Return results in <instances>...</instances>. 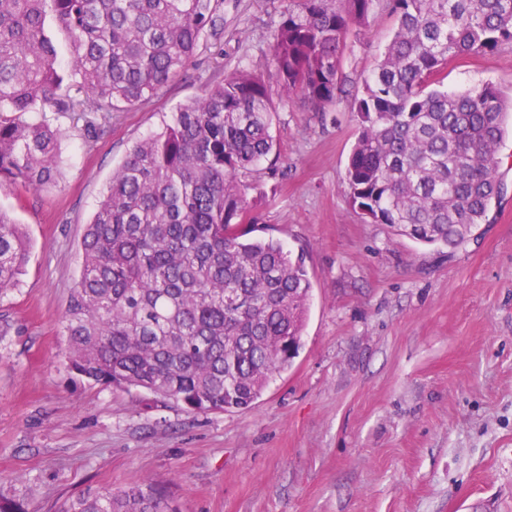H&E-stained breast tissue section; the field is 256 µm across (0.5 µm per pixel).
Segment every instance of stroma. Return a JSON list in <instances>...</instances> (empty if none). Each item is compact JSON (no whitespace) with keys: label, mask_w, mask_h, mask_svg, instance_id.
<instances>
[{"label":"stroma","mask_w":512,"mask_h":512,"mask_svg":"<svg viewBox=\"0 0 512 512\" xmlns=\"http://www.w3.org/2000/svg\"><path fill=\"white\" fill-rule=\"evenodd\" d=\"M287 0H219L203 44L153 99L124 112H47L64 137L48 190L0 191L31 241L0 294V493L60 512L85 488L168 487L180 512H512V136L505 191L456 249L425 246L350 206L353 102L397 26L377 0L351 31L335 106L280 102L273 169L247 175L256 234L305 257L301 347L249 408L191 413L140 388L79 380L62 336L79 245L131 147L226 71L268 70ZM512 98V46L448 67L451 89Z\"/></svg>","instance_id":"stroma-1"}]
</instances>
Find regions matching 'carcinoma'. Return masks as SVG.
<instances>
[{
  "label": "carcinoma",
  "mask_w": 512,
  "mask_h": 512,
  "mask_svg": "<svg viewBox=\"0 0 512 512\" xmlns=\"http://www.w3.org/2000/svg\"><path fill=\"white\" fill-rule=\"evenodd\" d=\"M376 0H289L270 67L224 75L138 141L82 237L62 324L69 368L194 413L243 409L288 370L311 283L303 256L252 236L242 176L279 156L280 97L336 105L340 62ZM396 30L361 97L344 183L351 205L424 245L454 249L500 197L498 150L512 103L490 82L444 89L448 62L512 45V0H389ZM70 61L57 65L55 30ZM215 0H0V189L51 185L62 133L36 115L124 112L151 100L215 40ZM28 241L0 209V291ZM64 512H178L151 482L89 490Z\"/></svg>",
  "instance_id": "carcinoma-1"
}]
</instances>
